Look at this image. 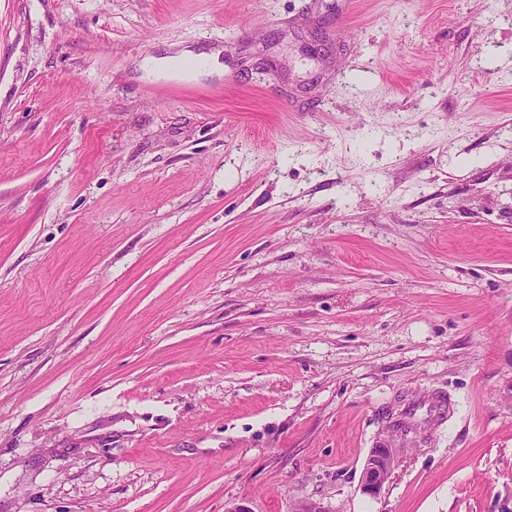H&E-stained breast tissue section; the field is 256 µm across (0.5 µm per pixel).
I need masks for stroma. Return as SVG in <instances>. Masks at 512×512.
<instances>
[{
  "label": "stroma",
  "instance_id": "obj_1",
  "mask_svg": "<svg viewBox=\"0 0 512 512\" xmlns=\"http://www.w3.org/2000/svg\"><path fill=\"white\" fill-rule=\"evenodd\" d=\"M239 500L512 512V0H0V512ZM395 462L393 449L387 443L372 448L363 468L362 487L366 494L374 496L380 492Z\"/></svg>",
  "mask_w": 512,
  "mask_h": 512
}]
</instances>
